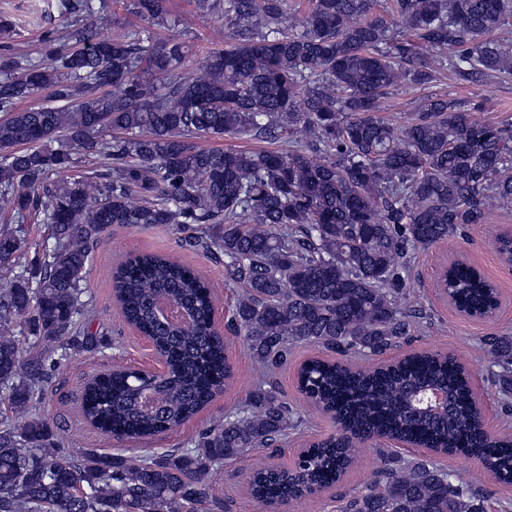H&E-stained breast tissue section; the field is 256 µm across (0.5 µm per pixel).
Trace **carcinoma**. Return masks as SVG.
Here are the masks:
<instances>
[{
    "mask_svg": "<svg viewBox=\"0 0 512 512\" xmlns=\"http://www.w3.org/2000/svg\"><path fill=\"white\" fill-rule=\"evenodd\" d=\"M224 14V47L193 73L185 43L149 28L178 27L166 0H134L137 23L118 38L95 0H61L67 40L46 38V61L0 54V512H191L213 496L222 465L268 448L302 420L271 374L293 347L379 356L421 317L402 305L412 256L512 209V127L473 121L471 103L420 101L396 128L376 116L403 81H434L435 63L469 80L512 72V0H202ZM48 92L57 107L23 108ZM282 140L267 151L203 149L190 138ZM103 171L51 176L99 157ZM47 225L50 249L25 261L24 222ZM169 224L185 246L224 258L245 289L228 308L258 365L246 399L201 431L195 447L132 459L58 451L32 412L55 366L97 348L76 334L91 252L114 225ZM124 320L164 362L161 374L121 363L83 382L81 414L105 435L146 441L179 429L232 379L207 283L173 256L139 254L112 274ZM448 301L468 316L500 307L498 290L465 263L448 272ZM24 327L38 349L19 347ZM500 390L512 393V336L484 340ZM300 392L341 432L274 475L250 472L270 508L336 485L366 442L388 439L481 460L512 484V438L486 441L464 364L416 353L389 366L311 361ZM441 389L430 416L415 392ZM341 512H485L470 481L427 459L395 458L343 500Z\"/></svg>",
    "mask_w": 512,
    "mask_h": 512,
    "instance_id": "cac0c4a2",
    "label": "carcinoma"
}]
</instances>
